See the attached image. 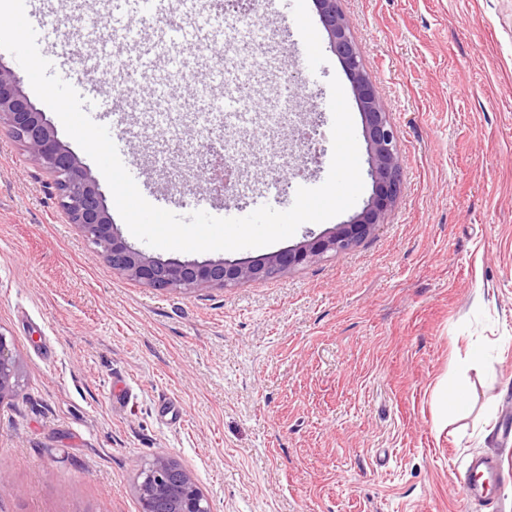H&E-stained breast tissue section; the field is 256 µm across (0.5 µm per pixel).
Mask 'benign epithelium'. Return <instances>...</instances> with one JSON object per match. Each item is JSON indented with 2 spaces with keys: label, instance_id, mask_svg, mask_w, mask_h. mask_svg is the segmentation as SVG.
I'll list each match as a JSON object with an SVG mask.
<instances>
[{
  "label": "benign epithelium",
  "instance_id": "benign-epithelium-1",
  "mask_svg": "<svg viewBox=\"0 0 512 512\" xmlns=\"http://www.w3.org/2000/svg\"><path fill=\"white\" fill-rule=\"evenodd\" d=\"M315 4L330 48L345 67L364 118L373 194L359 214L307 243L253 260L199 262L146 255L123 239L99 184L59 140L44 113L25 96L20 78L1 66L0 126H7L15 141L52 178L69 223L79 228L112 269L150 288L179 293L228 288L289 272L302 264L316 263L329 253L334 256L345 253L384 223L397 202L400 193L398 133L377 95L339 0H315ZM230 169L231 165L223 158L214 156L206 162L199 177L209 184L217 182L229 192L234 189V185L227 184ZM21 376L20 357L0 332V405L14 396ZM137 477L142 512H212L209 497L191 473L166 455H157L138 466Z\"/></svg>",
  "mask_w": 512,
  "mask_h": 512
}]
</instances>
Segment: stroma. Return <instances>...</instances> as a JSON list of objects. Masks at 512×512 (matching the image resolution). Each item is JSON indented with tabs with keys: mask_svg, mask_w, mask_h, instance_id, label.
Instances as JSON below:
<instances>
[{
	"mask_svg": "<svg viewBox=\"0 0 512 512\" xmlns=\"http://www.w3.org/2000/svg\"><path fill=\"white\" fill-rule=\"evenodd\" d=\"M232 0L168 16H219L195 79L219 100V53L262 59L244 125L198 113L157 125L147 85L97 74L119 97L142 196L186 216L199 196L253 210L290 209L322 185L332 159L329 81L351 111L361 169L369 155L351 82L314 3L311 44L261 10L245 35ZM399 137L401 188L385 224L355 249L292 273L195 293L157 290L113 270L69 224L48 177L0 128V332L23 372L0 406V512H140L138 464L158 455L196 478L213 512H500L512 504V0H340ZM40 53L80 71L92 42L143 25L123 0H25ZM300 99L281 119L279 77ZM239 154V189L196 179L201 140ZM302 224L258 248L197 253L256 259L333 231L362 211ZM464 384L468 411L440 422L437 392ZM178 402L181 419L155 405ZM499 460L494 503L464 506L471 459Z\"/></svg>",
	"mask_w": 512,
	"mask_h": 512,
	"instance_id": "obj_1",
	"label": "stroma"
}]
</instances>
